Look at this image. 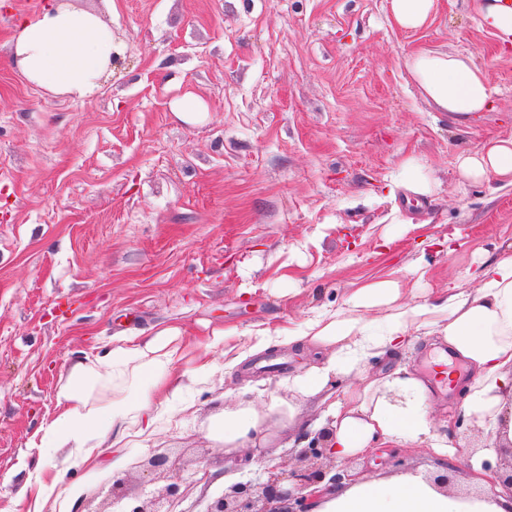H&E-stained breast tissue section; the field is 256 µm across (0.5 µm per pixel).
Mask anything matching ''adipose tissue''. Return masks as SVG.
I'll list each match as a JSON object with an SVG mask.
<instances>
[{"mask_svg": "<svg viewBox=\"0 0 512 512\" xmlns=\"http://www.w3.org/2000/svg\"><path fill=\"white\" fill-rule=\"evenodd\" d=\"M118 46L100 14L53 0L33 19H19L11 39V63L28 81L54 93L82 99L94 95L108 73ZM407 66L439 111L473 119L495 108L494 93L483 70L466 57L417 49ZM467 181L512 187V140H492L457 159ZM480 286L469 291L452 284L421 304L401 303L398 282L383 280L359 288L345 307L328 310L299 328L276 334L296 350H314L318 362L304 375L288 378L289 397L270 393L258 401L242 389L225 406L215 437L226 448L256 447L259 433L297 424V393L318 401L320 427L328 428L329 454L336 461L362 458L382 448L408 443L425 446L440 463L465 459L472 480L487 484L485 452L452 447L448 436L423 412L434 399L428 376L403 366L368 375V360L391 356L420 332L448 348L468 368L457 380L467 414L487 423L497 444L512 442V252L481 264ZM385 311L386 325L374 331L367 310ZM171 328L153 337L129 338L113 347L108 371L85 362L70 370L71 382L58 395L57 412L45 428L43 442L71 451L73 464L92 461L111 429L152 424L157 400H170L184 387L174 366L182 360L201 362L211 347L223 345L228 364L242 351L229 345L231 331H213L208 343L176 344ZM358 375L362 383L335 395V380ZM111 390L108 402L95 389ZM314 512H512L506 496H461L438 487L433 477L408 474L372 478L352 471L349 480L326 492Z\"/></svg>", "mask_w": 512, "mask_h": 512, "instance_id": "adipose-tissue-1", "label": "adipose tissue"}]
</instances>
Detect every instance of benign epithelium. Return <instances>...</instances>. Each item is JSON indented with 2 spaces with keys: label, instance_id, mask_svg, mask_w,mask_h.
<instances>
[{
  "label": "benign epithelium",
  "instance_id": "benign-epithelium-1",
  "mask_svg": "<svg viewBox=\"0 0 512 512\" xmlns=\"http://www.w3.org/2000/svg\"><path fill=\"white\" fill-rule=\"evenodd\" d=\"M329 437L327 430L318 432L306 447L297 451L293 467L286 469L280 464L267 466L264 483H235L209 501L205 512H311L317 495L310 487L327 478L330 484L336 485L345 476V469H336L335 460L327 452ZM500 452L508 454V462L499 459L493 464L486 461L483 466L497 474L500 485L512 491V447L502 448ZM332 470L335 474L327 477ZM123 485L124 482L118 480L112 486L113 502L120 505L118 512H170L164 506L180 497V483L172 482L149 505L127 502Z\"/></svg>",
  "mask_w": 512,
  "mask_h": 512
}]
</instances>
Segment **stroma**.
<instances>
[{"label": "stroma", "instance_id": "stroma-1", "mask_svg": "<svg viewBox=\"0 0 512 512\" xmlns=\"http://www.w3.org/2000/svg\"><path fill=\"white\" fill-rule=\"evenodd\" d=\"M29 0L0 6V512H27L26 484L67 451L41 445L77 361L103 362L120 337L176 327L205 342L261 330L269 346L235 370L224 349L210 369L156 410L149 432L108 434L96 467H70L66 494L43 512H109L112 484L149 499L171 482L173 512H204L225 483L257 479L318 413L300 404L248 466L212 432L238 388L267 398L304 372L274 332L344 305L361 286L398 281L403 302L457 281L478 288L480 257L512 244V188L467 183L458 155L512 139V47L499 51L475 0H436L428 24L397 27L391 0H74L100 11L125 67L87 99L54 94L10 63ZM416 49L465 55L497 88V108L468 124L438 111L406 59ZM190 93L207 107L188 124L171 110ZM413 170H406L405 162ZM427 195L403 186L410 174ZM439 356L417 339L368 373L408 365L430 374ZM426 412L456 419L449 439L492 446L442 386ZM179 460L165 473L148 461ZM359 467L437 474L425 447L374 453Z\"/></svg>", "mask_w": 512, "mask_h": 512}]
</instances>
